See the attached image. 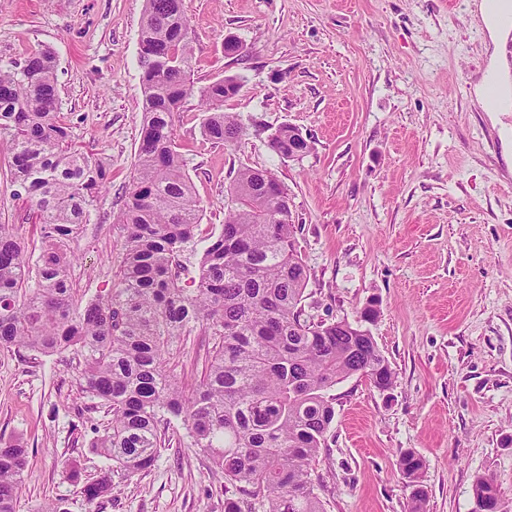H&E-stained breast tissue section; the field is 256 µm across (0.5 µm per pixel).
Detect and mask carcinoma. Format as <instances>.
Instances as JSON below:
<instances>
[{"instance_id":"cac0c4a2","label":"carcinoma","mask_w":512,"mask_h":512,"mask_svg":"<svg viewBox=\"0 0 512 512\" xmlns=\"http://www.w3.org/2000/svg\"><path fill=\"white\" fill-rule=\"evenodd\" d=\"M189 30L182 0H146L138 56L144 120L118 219V281L83 302L68 267L104 189L105 161L72 145L53 53L0 62V133L9 135L12 180L31 198L44 243L33 261L16 226L0 224V346L82 357L86 389L112 410L111 426L88 448L124 474L153 465L165 431L180 421L189 447L207 453L242 493L224 499V512H324L312 473L335 416L329 391L353 375L384 391L395 374L369 329L304 316L308 271L294 225L257 169L237 171L224 224L202 249L193 287L183 284L182 258L202 212L173 125L194 93ZM237 93L221 79L200 92L203 133L216 144L243 135L223 110ZM297 141L296 129L283 125L270 149L286 158ZM196 330L211 337L212 350L189 388L175 360ZM26 465V448L0 441V512H16ZM398 466L413 512H425L423 459L406 452ZM114 489L109 468L82 494L93 505L112 499ZM474 495V512H508L496 509L492 479H478Z\"/></svg>"}]
</instances>
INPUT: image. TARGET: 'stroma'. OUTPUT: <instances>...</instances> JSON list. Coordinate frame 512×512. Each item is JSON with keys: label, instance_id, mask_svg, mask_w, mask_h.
I'll list each match as a JSON object with an SVG mask.
<instances>
[{"label": "stroma", "instance_id": "1", "mask_svg": "<svg viewBox=\"0 0 512 512\" xmlns=\"http://www.w3.org/2000/svg\"><path fill=\"white\" fill-rule=\"evenodd\" d=\"M476 0H183L195 96L174 115L203 215L219 230L240 167L274 173L288 193L308 268L307 317L369 326L394 373L378 390L349 377L332 390L335 418L314 491L325 512H411L398 468L425 464L426 512H473L478 478L512 506V111L489 112L475 87L492 57L512 85V29L493 45ZM144 0H0V60L51 49L61 117L76 146L102 156L103 192L74 246L76 298L113 288L124 235L116 219L132 184L142 127L138 38ZM241 50L226 53L227 38ZM234 77L224 111L243 127L230 145L202 135L200 89ZM312 142L297 159L272 152L283 125ZM0 145V223L30 256L42 247L32 203ZM111 411L75 362L0 347V437L28 462L16 512L63 501L70 512H224L235 489L182 425L156 462L117 471L112 500L81 488L107 468L88 443ZM77 464L79 480L64 467Z\"/></svg>", "mask_w": 512, "mask_h": 512}]
</instances>
